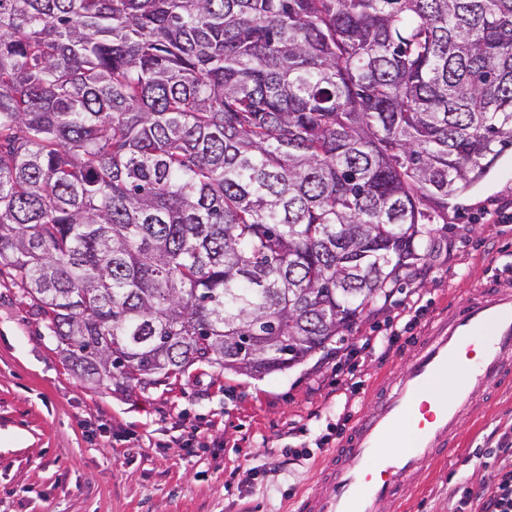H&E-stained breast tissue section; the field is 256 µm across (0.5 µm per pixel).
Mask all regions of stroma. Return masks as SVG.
I'll return each mask as SVG.
<instances>
[{
  "label": "stroma",
  "mask_w": 512,
  "mask_h": 512,
  "mask_svg": "<svg viewBox=\"0 0 512 512\" xmlns=\"http://www.w3.org/2000/svg\"><path fill=\"white\" fill-rule=\"evenodd\" d=\"M512 148L448 202L431 255L343 339L264 377L195 366L119 395L77 377L32 301L0 277V512H289L323 455L373 404V385L412 356L435 321L487 282L512 290ZM419 305L385 356L375 337ZM512 445V390L479 397L451 462L408 490L402 512H450L488 473L481 454Z\"/></svg>",
  "instance_id": "1"
}]
</instances>
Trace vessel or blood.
Segmentation results:
<instances>
[{
	"label": "vessel or blood",
	"instance_id": "1",
	"mask_svg": "<svg viewBox=\"0 0 512 512\" xmlns=\"http://www.w3.org/2000/svg\"><path fill=\"white\" fill-rule=\"evenodd\" d=\"M456 368L448 397L434 383ZM512 384V293L484 295L419 337L398 375L376 388L370 412L330 450L294 512H384L448 455L449 437L478 391Z\"/></svg>",
	"mask_w": 512,
	"mask_h": 512
}]
</instances>
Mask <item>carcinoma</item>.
<instances>
[{
	"instance_id": "obj_1",
	"label": "carcinoma",
	"mask_w": 512,
	"mask_h": 512,
	"mask_svg": "<svg viewBox=\"0 0 512 512\" xmlns=\"http://www.w3.org/2000/svg\"><path fill=\"white\" fill-rule=\"evenodd\" d=\"M512 147V0H0V271L79 376L351 330Z\"/></svg>"
}]
</instances>
